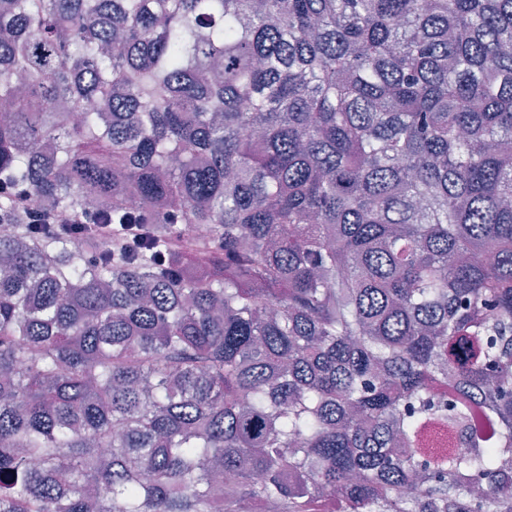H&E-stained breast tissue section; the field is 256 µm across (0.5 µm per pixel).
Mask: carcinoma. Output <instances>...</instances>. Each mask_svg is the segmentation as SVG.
<instances>
[{
    "instance_id": "obj_1",
    "label": "carcinoma",
    "mask_w": 512,
    "mask_h": 512,
    "mask_svg": "<svg viewBox=\"0 0 512 512\" xmlns=\"http://www.w3.org/2000/svg\"><path fill=\"white\" fill-rule=\"evenodd\" d=\"M0 103V512H512V0H0ZM57 224H53L60 231L67 234H74L77 237H83L86 229L90 230L92 237L102 245L109 247L112 253L128 251L132 244L143 236V227L140 224H120L123 231L116 232L114 225L104 221L100 224L87 225V222L81 219L72 218L66 215H57Z\"/></svg>"
}]
</instances>
